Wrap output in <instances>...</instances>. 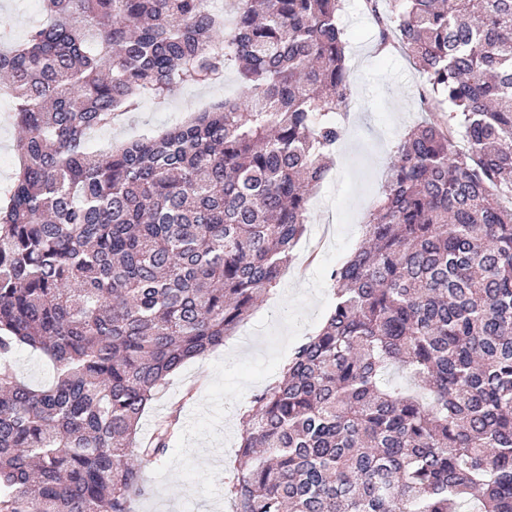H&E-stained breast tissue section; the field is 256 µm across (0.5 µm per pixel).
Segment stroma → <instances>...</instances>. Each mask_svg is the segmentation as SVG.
I'll return each mask as SVG.
<instances>
[{
    "label": "stroma",
    "instance_id": "obj_1",
    "mask_svg": "<svg viewBox=\"0 0 512 512\" xmlns=\"http://www.w3.org/2000/svg\"><path fill=\"white\" fill-rule=\"evenodd\" d=\"M362 3L363 0L343 2L341 25L349 45L353 87L332 169L310 200L309 224L296 249L295 260L286 268L277 286L264 296L251 319L238 328L234 336L236 356L249 357L265 352V335L258 328L260 321L267 317L273 327H280L284 297L292 291L300 292L323 258L322 252H314L315 242H322L324 249L331 248L337 221L327 196L345 166H353L362 183L353 202L349 246L354 249L365 238L367 215L383 188L397 143L411 128L436 117L422 98V77L414 61L397 47L380 52L378 28ZM240 91L236 70L228 69L219 83L181 86L163 105L148 101L143 107L124 113L111 127L94 133L92 141L97 149L107 151L143 135L161 133L179 119L190 117L202 104L237 96ZM227 354L226 347H218L205 357L187 361L171 375L168 384L157 391L140 422V438H149L157 421L166 417L176 419L179 427H186L194 409L205 397L213 378V363L226 358ZM10 364L19 379L34 387L49 384L54 376L49 360L25 346L13 354ZM245 406L242 400L230 406L221 426L226 438L222 447L202 446L192 454L199 464L217 469L218 500L200 496L194 484L178 477L167 475L155 479V466L147 463L142 472L151 492L136 502L135 512H232L227 489L235 474L234 461Z\"/></svg>",
    "mask_w": 512,
    "mask_h": 512
}]
</instances>
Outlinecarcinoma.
<instances>
[{
  "mask_svg": "<svg viewBox=\"0 0 512 512\" xmlns=\"http://www.w3.org/2000/svg\"><path fill=\"white\" fill-rule=\"evenodd\" d=\"M0 49L20 131L0 201V512H134L139 422L234 335L308 224L352 91L342 0H42ZM441 116L395 147L325 324L243 420L233 512H512V0H390ZM242 95L101 154L142 99ZM462 138L466 149H459ZM42 352L51 385L9 364ZM415 388L384 383L390 367Z\"/></svg>",
  "mask_w": 512,
  "mask_h": 512,
  "instance_id": "obj_1",
  "label": "carcinoma"
}]
</instances>
